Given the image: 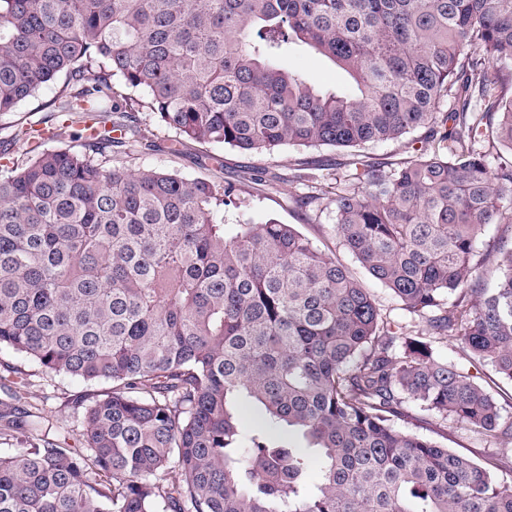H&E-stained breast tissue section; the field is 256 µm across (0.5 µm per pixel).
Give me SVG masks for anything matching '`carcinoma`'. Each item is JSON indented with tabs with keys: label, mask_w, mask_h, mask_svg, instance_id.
<instances>
[{
	"label": "carcinoma",
	"mask_w": 512,
	"mask_h": 512,
	"mask_svg": "<svg viewBox=\"0 0 512 512\" xmlns=\"http://www.w3.org/2000/svg\"><path fill=\"white\" fill-rule=\"evenodd\" d=\"M291 43L356 93L276 67ZM506 56L512 0H0V113L64 74L52 137L84 124L0 177V350L89 386L64 434L0 399V438L25 442L0 451V512H512L493 464L394 425L411 399L512 438L436 351L457 341L512 381V249L490 294L473 259L487 225L512 224ZM116 79L179 144L357 148L422 128L445 144L389 171L359 159L330 200L343 245L426 328L391 331L292 225L224 223L236 186L112 163L153 147Z\"/></svg>",
	"instance_id": "carcinoma-1"
}]
</instances>
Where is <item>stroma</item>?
<instances>
[{"mask_svg": "<svg viewBox=\"0 0 512 512\" xmlns=\"http://www.w3.org/2000/svg\"><path fill=\"white\" fill-rule=\"evenodd\" d=\"M278 64L305 74L321 90L349 92L353 89L348 75L320 55L291 47L279 56ZM63 88V79L51 81L15 111L0 114V174L24 164L30 157V145L19 137V130L56 125V115L50 112L48 105L60 97ZM136 117L141 135L155 141L160 149L151 154L129 153L125 158L129 167L172 172L187 178L199 177L219 185L227 182L237 184L239 202L237 206L226 209L225 223L262 224L273 220L293 225L371 290L385 321L409 326L414 324V317L402 310L394 294L374 280L343 246L336 232V214L328 201L334 193L352 186L354 159L360 157L397 163L412 159L419 149H438V142L424 141L423 131L418 130L399 141L370 143L357 150L290 146L271 154H255L221 144L186 142L174 152L170 144L176 137L175 131L160 124L148 107H140ZM301 159L315 162L320 167L318 180L309 190L314 200L305 207L296 201L298 195L308 190L298 178L297 162ZM506 244L512 245V224L489 225L476 242L475 258L483 264L485 287L496 285L500 250ZM0 359L20 368L21 375L11 388L25 408L49 420L54 428H76L71 401L85 391L83 382L45 374L35 362L7 350L0 352ZM405 409L409 418L399 422V429L433 438L441 446L480 465L497 455L496 445L476 440L470 432L420 409L416 403L406 402Z\"/></svg>", "mask_w": 512, "mask_h": 512, "instance_id": "35a3bbf8", "label": "stroma"}]
</instances>
